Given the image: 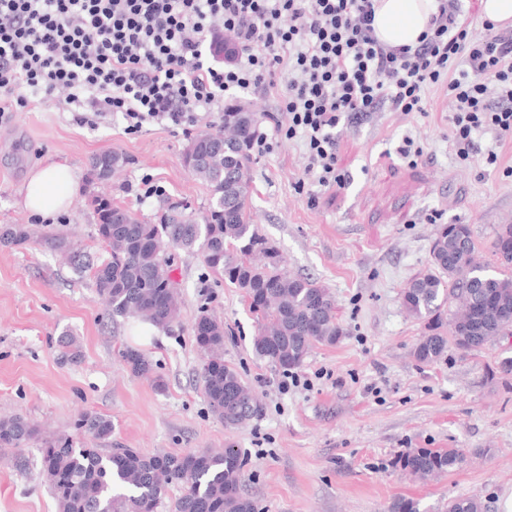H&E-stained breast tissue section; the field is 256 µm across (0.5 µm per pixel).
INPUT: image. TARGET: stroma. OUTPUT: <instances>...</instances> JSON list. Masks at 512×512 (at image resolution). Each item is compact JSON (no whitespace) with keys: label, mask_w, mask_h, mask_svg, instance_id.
Here are the masks:
<instances>
[{"label":"stroma","mask_w":512,"mask_h":512,"mask_svg":"<svg viewBox=\"0 0 512 512\" xmlns=\"http://www.w3.org/2000/svg\"><path fill=\"white\" fill-rule=\"evenodd\" d=\"M68 95L62 88L0 115V225L62 234L103 259L92 195L151 222L173 201L205 211L210 190L192 176L184 152L193 135L219 126L218 114L199 116L187 132L150 123L128 134L117 113L93 127L77 125L65 108ZM240 101L273 143L251 165L254 222L292 275L330 289L345 336L313 346L294 371L298 385L284 390L283 371L253 350L259 322L243 291L200 256L176 257L180 318L159 329L109 318L88 279L61 254L0 246V417L22 416L45 434L88 446L91 438L74 423L95 411L111 418L116 448L148 455L235 448L245 461L243 491L261 512H387L399 496L417 500L421 512L451 497L479 499L484 512H512V374L499 371L512 358V338L418 363L412 351L424 326L400 300L427 267L432 211L443 223L470 225L478 259L492 262L495 227L512 224V176L503 172L512 166V141L499 147L493 135L479 136L471 159L459 161L451 106L433 90L425 113L376 112L337 127L338 167L347 178L337 190L309 183L301 141L268 122L275 92L252 91ZM407 136L423 149L414 164L397 153ZM492 148L496 167L486 162ZM107 150L127 163L110 181L93 182L88 160ZM50 161L70 165L80 189L70 208L41 219L22 207L21 189L34 167ZM146 178L162 195L145 197ZM204 310L224 323L225 365L259 395L257 414L239 427H226L201 391L193 325ZM65 333L79 345L77 361L62 356ZM128 347L152 362L163 388L131 374L121 357ZM413 448H458L465 460L421 482L396 464ZM0 512H58L40 448H0Z\"/></svg>","instance_id":"obj_1"}]
</instances>
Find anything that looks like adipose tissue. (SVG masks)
Here are the masks:
<instances>
[{
	"label": "adipose tissue",
	"instance_id": "1",
	"mask_svg": "<svg viewBox=\"0 0 512 512\" xmlns=\"http://www.w3.org/2000/svg\"><path fill=\"white\" fill-rule=\"evenodd\" d=\"M436 11L437 0H375L374 34L392 47L416 46ZM75 192L73 169L52 161L30 173L22 205L32 214L48 217L68 209Z\"/></svg>",
	"mask_w": 512,
	"mask_h": 512
}]
</instances>
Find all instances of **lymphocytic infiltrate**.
<instances>
[{"label": "lymphocytic infiltrate", "mask_w": 512, "mask_h": 512, "mask_svg": "<svg viewBox=\"0 0 512 512\" xmlns=\"http://www.w3.org/2000/svg\"><path fill=\"white\" fill-rule=\"evenodd\" d=\"M373 13V0H0V103L23 107L27 92L64 86L76 124L118 112L133 134L192 125L223 111L231 90L276 87L275 131L302 141L313 183L338 189L337 126L424 112L432 89L451 103L459 160L477 135L512 138L511 30L487 21L473 40L463 0H438L429 34L392 48L375 37ZM224 31L238 50L223 65L206 41Z\"/></svg>", "instance_id": "obj_1"}]
</instances>
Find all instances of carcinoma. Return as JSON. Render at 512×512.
Returning <instances> with one entry per match:
<instances>
[{
    "label": "carcinoma",
    "instance_id": "carcinoma-1",
    "mask_svg": "<svg viewBox=\"0 0 512 512\" xmlns=\"http://www.w3.org/2000/svg\"><path fill=\"white\" fill-rule=\"evenodd\" d=\"M257 122L254 112H226L221 129L191 139L184 162L211 192L207 213L200 218L175 202L150 224L112 199L94 195L90 203L98 219L97 237L109 258L96 263L80 245L26 224L1 226L0 244H38L68 254L76 275L89 274L112 318L138 317L161 328L176 320L181 306L171 256L179 250L199 253L212 270L244 291L262 323L253 341L255 353L285 371L295 369L314 344H334L345 329L337 321L329 289L282 269L278 250L253 222L249 184ZM124 165L125 158L112 151L89 159L98 182L109 180ZM119 209L125 221L114 224L112 211ZM491 248L502 267L495 273L477 261L469 225L437 227L429 266L401 294L404 310L425 328L412 351L416 361L435 363L450 346L469 353L512 336V224L498 225ZM193 332L203 352L199 378L212 412L227 427L245 424L257 413L258 403L238 373L224 365L223 321L202 311ZM122 358L132 374L151 377L158 388L164 387L160 378L152 377V364L140 351L127 349ZM78 425L101 447L78 446L65 434L43 438L22 417L0 418V448L40 444L42 473L60 512H155L171 484L182 487L171 512H257L255 501L241 492L244 459L234 448L148 456L133 448L106 447L112 419L104 414L85 411ZM463 461L458 448H416L396 464L429 481ZM441 512H483V505L475 498H450Z\"/></svg>",
    "mask_w": 512,
    "mask_h": 512
}]
</instances>
